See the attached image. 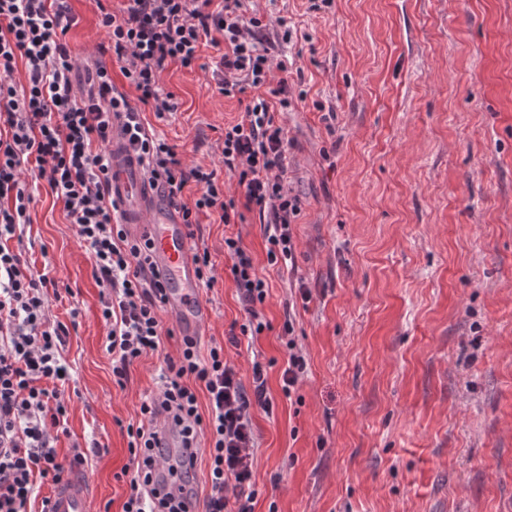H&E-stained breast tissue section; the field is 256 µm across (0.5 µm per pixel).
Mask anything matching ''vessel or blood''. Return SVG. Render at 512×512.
<instances>
[{
    "instance_id": "1",
    "label": "vessel or blood",
    "mask_w": 512,
    "mask_h": 512,
    "mask_svg": "<svg viewBox=\"0 0 512 512\" xmlns=\"http://www.w3.org/2000/svg\"><path fill=\"white\" fill-rule=\"evenodd\" d=\"M110 191L122 223L145 228L153 244L155 267L166 288L168 312L182 335H203L211 311L202 298L192 239L175 208L162 202L147 180L142 163L126 147L120 126L112 128ZM88 480L63 479L49 497L47 512H90Z\"/></svg>"
}]
</instances>
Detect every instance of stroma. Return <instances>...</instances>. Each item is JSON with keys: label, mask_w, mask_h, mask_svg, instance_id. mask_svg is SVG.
Instances as JSON below:
<instances>
[{"label": "stroma", "mask_w": 512, "mask_h": 512, "mask_svg": "<svg viewBox=\"0 0 512 512\" xmlns=\"http://www.w3.org/2000/svg\"><path fill=\"white\" fill-rule=\"evenodd\" d=\"M301 39L279 46L297 99L284 114L288 184L303 201L292 262H267L257 212L236 225L268 284L269 330L246 321L226 270L224 227L200 215L217 273L201 349L224 344L243 380L268 365L272 414L254 409V512H512V0H255ZM67 40L100 55L94 0H70ZM203 68L160 77L180 107L155 134L187 165L215 167L216 141L240 110ZM34 197L22 246L67 292L49 316L75 322L61 353L67 433L101 452L82 468L91 512H121L128 424L155 395L181 342L171 317L158 352L112 380L108 328L90 256L60 203ZM310 288L296 306L298 286ZM295 317L307 368L291 395L282 326Z\"/></svg>", "instance_id": "1"}]
</instances>
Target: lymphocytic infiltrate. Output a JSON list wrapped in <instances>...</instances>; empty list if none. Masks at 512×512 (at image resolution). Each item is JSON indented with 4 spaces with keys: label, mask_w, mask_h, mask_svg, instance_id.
Here are the masks:
<instances>
[{
    "label": "lymphocytic infiltrate",
    "mask_w": 512,
    "mask_h": 512,
    "mask_svg": "<svg viewBox=\"0 0 512 512\" xmlns=\"http://www.w3.org/2000/svg\"><path fill=\"white\" fill-rule=\"evenodd\" d=\"M67 2L0 0V512H28L35 479L59 483L66 467L87 460L78 451L61 463L55 446L66 422L68 378L60 352L69 328L49 318V292L59 282L10 246L30 221L27 176L62 203L91 255L104 288L105 349L121 387L134 361L158 351L166 298L150 239L130 236L115 218L108 154L113 124H120L151 183L187 226H196L205 212L232 227L243 210L257 211L266 226L269 263L293 259V225L303 205L287 180L290 141L282 116L292 105L290 88L273 78L259 10H248L245 0H123L116 10L95 0L98 26L137 93L132 101L114 87L101 59L77 61L65 39L75 22ZM205 44L219 52L212 72L219 93L238 98L242 107L224 127L217 169L185 166L143 117L147 109L160 119L178 111L160 75L172 63L195 67ZM19 68L21 86L14 80ZM227 173L236 177L239 195L227 191ZM191 182L199 195L189 204L183 191ZM224 253L247 328L259 335L269 327L262 313L267 283L240 234L225 236ZM165 364L157 397L140 406L142 423L127 429L133 471L122 512H186L183 493L194 483L195 466L156 454L163 412L183 439L202 447L206 512H254L252 411L273 408L265 367L253 362L252 381L243 383L223 346L204 354L187 336L177 358ZM202 393L204 408L198 404Z\"/></svg>",
    "instance_id": "obj_1"
}]
</instances>
